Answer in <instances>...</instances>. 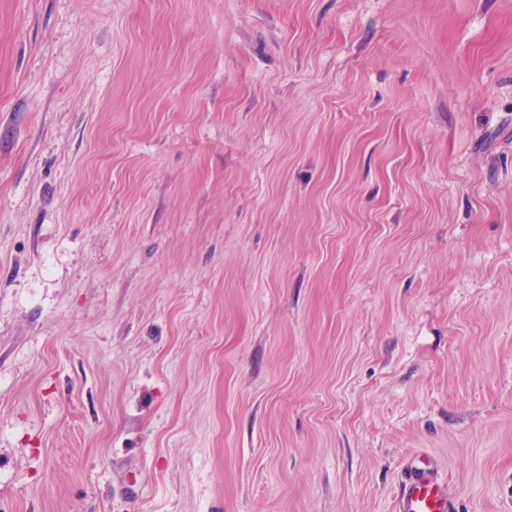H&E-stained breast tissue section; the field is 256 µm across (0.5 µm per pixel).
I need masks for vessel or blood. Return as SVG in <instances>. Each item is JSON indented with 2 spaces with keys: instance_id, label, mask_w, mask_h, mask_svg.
I'll return each mask as SVG.
<instances>
[{
  "instance_id": "b4317fda",
  "label": "vessel or blood",
  "mask_w": 512,
  "mask_h": 512,
  "mask_svg": "<svg viewBox=\"0 0 512 512\" xmlns=\"http://www.w3.org/2000/svg\"><path fill=\"white\" fill-rule=\"evenodd\" d=\"M395 512H455L447 485L438 478L431 457L417 455L405 465Z\"/></svg>"
}]
</instances>
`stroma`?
Instances as JSON below:
<instances>
[{
    "label": "stroma",
    "mask_w": 512,
    "mask_h": 512,
    "mask_svg": "<svg viewBox=\"0 0 512 512\" xmlns=\"http://www.w3.org/2000/svg\"><path fill=\"white\" fill-rule=\"evenodd\" d=\"M512 512V0H0V512ZM394 511L456 512L447 484L438 478L428 455L410 458L403 468Z\"/></svg>",
    "instance_id": "stroma-1"
}]
</instances>
